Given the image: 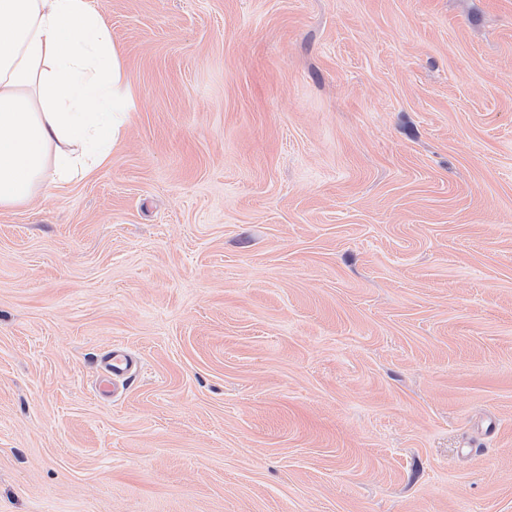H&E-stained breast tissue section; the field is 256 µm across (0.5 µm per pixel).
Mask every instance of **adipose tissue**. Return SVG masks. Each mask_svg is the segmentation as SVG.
Listing matches in <instances>:
<instances>
[{"mask_svg": "<svg viewBox=\"0 0 512 512\" xmlns=\"http://www.w3.org/2000/svg\"><path fill=\"white\" fill-rule=\"evenodd\" d=\"M90 0H0V209L104 165L132 103Z\"/></svg>", "mask_w": 512, "mask_h": 512, "instance_id": "adipose-tissue-1", "label": "adipose tissue"}]
</instances>
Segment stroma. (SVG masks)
Instances as JSON below:
<instances>
[{"label":"stroma","instance_id":"obj_1","mask_svg":"<svg viewBox=\"0 0 512 512\" xmlns=\"http://www.w3.org/2000/svg\"><path fill=\"white\" fill-rule=\"evenodd\" d=\"M91 3L134 105L0 210V512H512V0ZM101 367L104 372L99 380L98 390L101 395L109 396L117 389L116 381L133 371L135 361L125 348L113 346L102 356Z\"/></svg>","mask_w":512,"mask_h":512}]
</instances>
